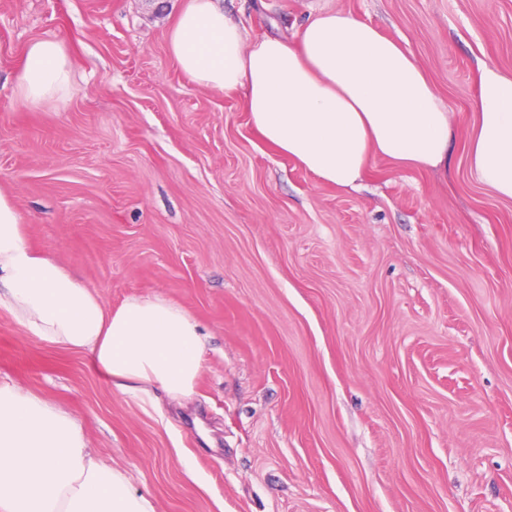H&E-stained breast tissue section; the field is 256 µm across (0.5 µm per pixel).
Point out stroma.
I'll return each mask as SVG.
<instances>
[{
	"instance_id": "stroma-1",
	"label": "stroma",
	"mask_w": 512,
	"mask_h": 512,
	"mask_svg": "<svg viewBox=\"0 0 512 512\" xmlns=\"http://www.w3.org/2000/svg\"><path fill=\"white\" fill-rule=\"evenodd\" d=\"M185 0H0V189L29 244L115 308L164 296L205 338L192 398L115 392L0 312V380L82 425L157 512H512V200L464 160L478 62L512 72V0H221L257 39L345 10L400 41L452 114L447 173L320 181L194 85ZM73 91L19 104L27 45Z\"/></svg>"
}]
</instances>
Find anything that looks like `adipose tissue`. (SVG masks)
<instances>
[{"label":"adipose tissue","mask_w":512,"mask_h":512,"mask_svg":"<svg viewBox=\"0 0 512 512\" xmlns=\"http://www.w3.org/2000/svg\"><path fill=\"white\" fill-rule=\"evenodd\" d=\"M166 45L194 84L240 95L261 138L321 181L357 187L372 161L448 168L451 115L401 42L354 14L309 17L294 38L247 39L219 0H188ZM71 71L61 36L27 46L15 95L39 107L65 98ZM476 122L466 164L512 200V74L478 65ZM0 311L27 334L89 354L122 392L189 398L203 367L198 322L165 297L117 309L70 268L31 247L0 190ZM0 512H157L128 476L89 448L81 424L34 392L0 382Z\"/></svg>","instance_id":"1"}]
</instances>
